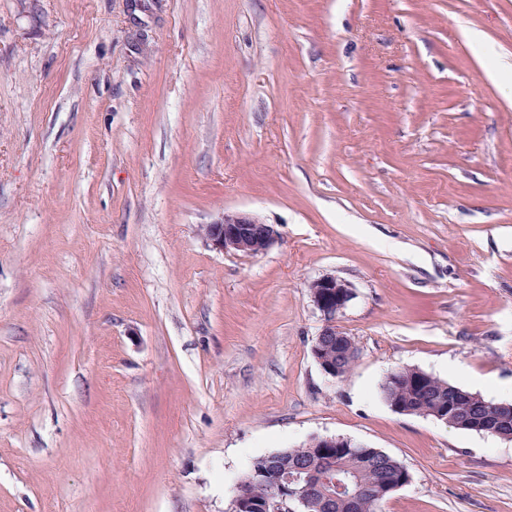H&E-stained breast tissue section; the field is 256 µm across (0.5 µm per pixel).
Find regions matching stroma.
I'll return each instance as SVG.
<instances>
[{
  "mask_svg": "<svg viewBox=\"0 0 512 512\" xmlns=\"http://www.w3.org/2000/svg\"><path fill=\"white\" fill-rule=\"evenodd\" d=\"M502 60L512 0H0V512H229L314 435L407 467L378 512H512V441L380 393L512 403ZM226 211L278 242L213 250ZM309 288L311 301L323 317V326L312 346V355L325 374L337 379L339 373L336 367L334 368L325 362L330 361L336 364L338 360L336 346L325 350L323 358H321V347L330 336H339L344 342L345 348L352 346L354 352L358 353L354 339L348 334L346 336L344 331L336 325V315L341 313L352 299L351 287L346 281L337 278L336 275L324 274L314 279ZM416 367H404L390 373L381 383L380 391L384 401L392 408L393 405L404 403L406 409H413L421 414L434 408L437 399H448V390L455 391V416L472 419L476 422L492 420L496 409L494 401L486 400L460 386L451 384L430 374L423 392L415 393L414 378Z\"/></svg>",
  "mask_w": 512,
  "mask_h": 512,
  "instance_id": "obj_1",
  "label": "stroma"
}]
</instances>
